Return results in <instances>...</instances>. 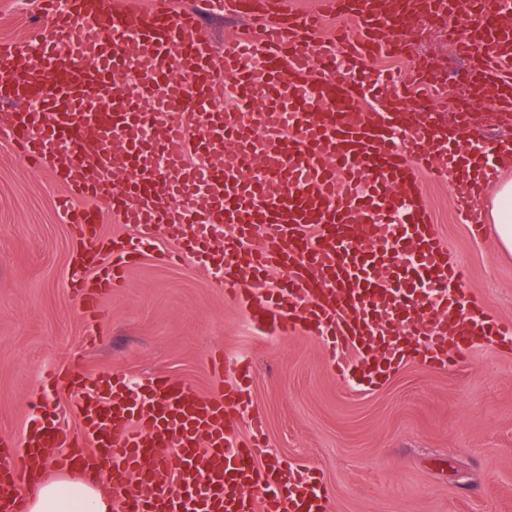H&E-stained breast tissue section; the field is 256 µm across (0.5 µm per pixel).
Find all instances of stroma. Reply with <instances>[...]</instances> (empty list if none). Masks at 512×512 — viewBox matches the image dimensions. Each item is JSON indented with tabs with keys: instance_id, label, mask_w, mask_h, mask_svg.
<instances>
[{
	"instance_id": "35a3bbf8",
	"label": "stroma",
	"mask_w": 512,
	"mask_h": 512,
	"mask_svg": "<svg viewBox=\"0 0 512 512\" xmlns=\"http://www.w3.org/2000/svg\"><path fill=\"white\" fill-rule=\"evenodd\" d=\"M37 19L34 0H0V42L29 47ZM405 42V57H377L373 68L401 73L421 56L453 78L466 69L445 28L415 23ZM423 189L450 259L468 270L466 290L512 322V256L493 224L473 235L448 184ZM62 193L51 170L0 136V435L21 434L37 395L73 422L67 390L42 393L47 373L164 372L209 395L206 360L220 349L228 361L250 359L269 452L316 467L332 512H512L511 351L481 345L447 370L410 359L361 389L333 372L321 339L258 331L198 259L167 261L174 246L161 234L105 300L100 337L88 343V318L67 283L78 233L61 219Z\"/></svg>"
}]
</instances>
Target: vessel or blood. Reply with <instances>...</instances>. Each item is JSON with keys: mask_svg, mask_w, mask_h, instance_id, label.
<instances>
[{"mask_svg": "<svg viewBox=\"0 0 512 512\" xmlns=\"http://www.w3.org/2000/svg\"><path fill=\"white\" fill-rule=\"evenodd\" d=\"M44 2L35 53L0 43V101L16 106L0 113V132L67 193L62 215L81 241L70 288L90 318L140 251L128 238L106 241L87 198L110 201L120 223L207 255L219 287L256 326L320 337L332 365L365 387L414 354L444 369L482 343L512 348V324L466 291L420 189L423 177H455L463 220L482 233L487 189L500 175L496 145H484L467 115L439 123L434 95L446 86L424 60L398 81L364 74L374 55H402L406 23L433 7L454 11L469 79L510 117L512 0H468L461 10L452 0H319L314 12L290 0H219L250 19L219 52L197 14L172 0L144 9ZM326 17L354 24L336 36L345 67L319 35ZM134 62L145 74L130 90L115 76ZM220 79L235 102L228 111L212 107ZM145 124L156 131L146 144ZM483 147L488 156L470 174ZM160 152L167 167L150 163ZM257 165L266 181L250 178ZM275 268L287 280L255 293ZM209 366L235 372L213 397L163 373L134 384L118 374L62 376L76 423L33 420L20 440L0 437V512H26L28 478L50 448L58 467L107 477L113 512H330L315 469L265 455L261 417L242 424L250 362L213 357Z\"/></svg>", "mask_w": 512, "mask_h": 512, "instance_id": "vessel-or-blood-1", "label": "vessel or blood"}]
</instances>
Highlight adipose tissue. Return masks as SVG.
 I'll return each instance as SVG.
<instances>
[{"label":"adipose tissue","instance_id":"obj_1","mask_svg":"<svg viewBox=\"0 0 512 512\" xmlns=\"http://www.w3.org/2000/svg\"><path fill=\"white\" fill-rule=\"evenodd\" d=\"M490 220L500 249L512 254V181L501 182L492 197ZM29 512H112V498L94 479L54 478L36 482Z\"/></svg>","mask_w":512,"mask_h":512}]
</instances>
